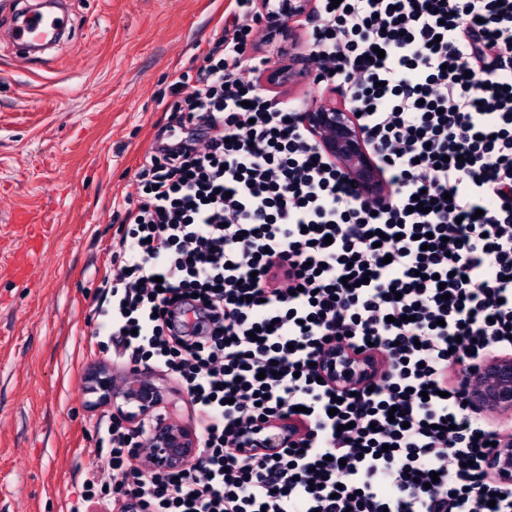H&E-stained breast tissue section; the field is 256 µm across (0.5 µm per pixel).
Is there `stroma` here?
Segmentation results:
<instances>
[{"instance_id": "stroma-1", "label": "stroma", "mask_w": 512, "mask_h": 512, "mask_svg": "<svg viewBox=\"0 0 512 512\" xmlns=\"http://www.w3.org/2000/svg\"><path fill=\"white\" fill-rule=\"evenodd\" d=\"M0 0V512H106L79 503L89 471L114 477L84 373H130L90 319L106 300L117 200L157 132L172 125V85L221 31L229 0H68L72 35L18 57ZM42 225L26 239L14 219Z\"/></svg>"}]
</instances>
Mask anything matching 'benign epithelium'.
Listing matches in <instances>:
<instances>
[{"instance_id":"7a95c632","label":"benign epithelium","mask_w":512,"mask_h":512,"mask_svg":"<svg viewBox=\"0 0 512 512\" xmlns=\"http://www.w3.org/2000/svg\"><path fill=\"white\" fill-rule=\"evenodd\" d=\"M314 10V0H279L278 9L267 15L275 31L294 28ZM307 58L288 53V67H269L259 79L263 89L295 85L305 76ZM300 120L315 135L318 147L327 155L339 156L350 162L353 178L370 182L373 170L362 146V138L352 115L333 105L315 106L300 114ZM470 404L473 408L493 410L502 415L512 413V358L500 357L486 361L480 370L469 375ZM86 390L97 395L100 405L126 408L124 415L131 425L162 409L166 417L151 426L145 448L144 463L152 468L173 469L185 466L198 452L196 432L176 417L175 405L166 399L164 388L154 379L137 378L132 390L122 394L112 384L110 365L100 362L85 374ZM288 430L278 425L258 434L251 429L238 438L239 448H281L287 443ZM490 472L503 484H512V446L496 449L489 460Z\"/></svg>"}]
</instances>
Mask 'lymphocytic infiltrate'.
Segmentation results:
<instances>
[{
    "label": "lymphocytic infiltrate",
    "instance_id": "obj_1",
    "mask_svg": "<svg viewBox=\"0 0 512 512\" xmlns=\"http://www.w3.org/2000/svg\"><path fill=\"white\" fill-rule=\"evenodd\" d=\"M230 23L168 106L112 248L95 334L175 375L195 463L149 468L106 428L114 512H512L487 468L506 432L466 373L512 354V0H321L308 76L334 86L381 170L368 196L261 95L263 16ZM383 57H375V50ZM367 371L352 388L319 380ZM294 421L286 447L243 429ZM276 427L265 429L262 433L257 434L251 429L243 431L237 445L240 448H282L288 442V430L282 426L275 424Z\"/></svg>",
    "mask_w": 512,
    "mask_h": 512
}]
</instances>
